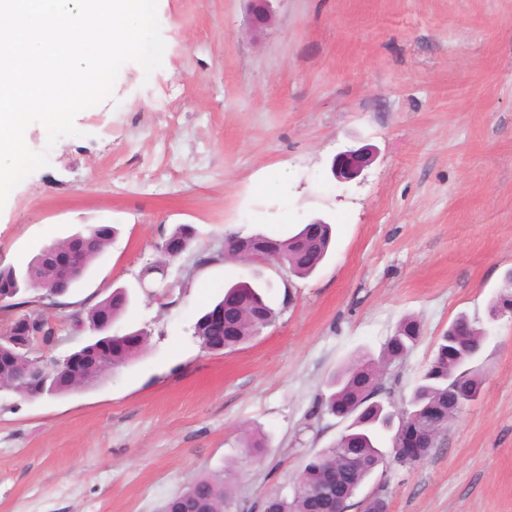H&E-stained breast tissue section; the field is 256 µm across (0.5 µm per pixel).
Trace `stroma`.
Here are the masks:
<instances>
[{
	"label": "stroma",
	"mask_w": 512,
	"mask_h": 512,
	"mask_svg": "<svg viewBox=\"0 0 512 512\" xmlns=\"http://www.w3.org/2000/svg\"><path fill=\"white\" fill-rule=\"evenodd\" d=\"M263 32L246 0H157L160 68L120 70L0 208V265H22L87 224L118 233L48 312L58 321L118 287L111 328L150 331L144 354L65 396L0 393V512H160L196 478L231 481L224 512L292 494L308 458L344 425L322 406L352 357L380 358L407 316L421 340L383 377L405 408L436 342L461 314L489 334L478 397L426 459L393 457L350 499L388 512H512V319L489 310L512 270V0H275ZM360 149L357 176L334 158ZM287 168L272 199L256 181ZM334 227L318 270L219 256L225 234ZM179 224L197 235L170 262L162 306L138 282ZM270 283L278 316L241 349L203 350L194 325L225 286ZM269 445L253 462L246 428Z\"/></svg>",
	"instance_id": "1"
}]
</instances>
